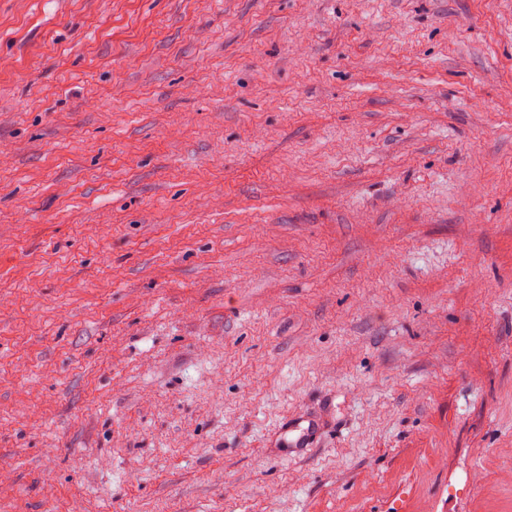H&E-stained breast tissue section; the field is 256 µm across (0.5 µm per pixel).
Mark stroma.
Instances as JSON below:
<instances>
[{
	"instance_id": "obj_1",
	"label": "stroma",
	"mask_w": 512,
	"mask_h": 512,
	"mask_svg": "<svg viewBox=\"0 0 512 512\" xmlns=\"http://www.w3.org/2000/svg\"><path fill=\"white\" fill-rule=\"evenodd\" d=\"M0 512H512V0H0ZM307 422V425H302ZM316 425L312 420H300L292 422L288 425V441L289 448H309L312 444L313 437L316 435ZM292 434L291 437L289 434Z\"/></svg>"
}]
</instances>
